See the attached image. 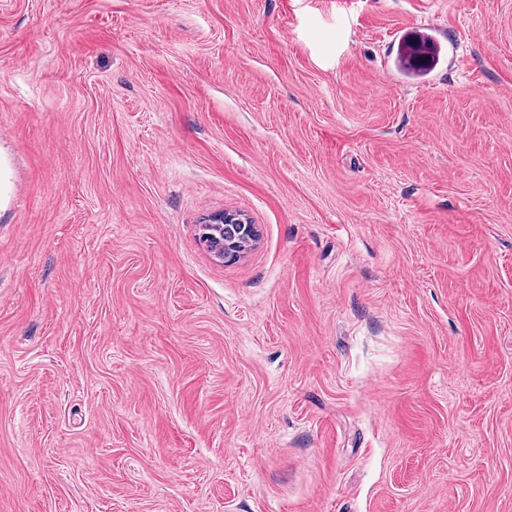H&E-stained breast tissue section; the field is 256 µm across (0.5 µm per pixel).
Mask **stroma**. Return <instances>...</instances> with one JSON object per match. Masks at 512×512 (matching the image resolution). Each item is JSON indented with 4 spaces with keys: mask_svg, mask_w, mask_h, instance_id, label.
Masks as SVG:
<instances>
[{
    "mask_svg": "<svg viewBox=\"0 0 512 512\" xmlns=\"http://www.w3.org/2000/svg\"><path fill=\"white\" fill-rule=\"evenodd\" d=\"M0 512H512V0H0ZM204 223L200 228V239L204 238L203 242L207 245L206 236H211L212 233L205 232L206 227L218 228L221 235H224V252L214 251L219 257L224 258V261H232L240 257L258 238L256 224H251L243 214L235 211H224L212 216ZM247 244L248 247L245 248Z\"/></svg>",
    "mask_w": 512,
    "mask_h": 512,
    "instance_id": "obj_1",
    "label": "stroma"
}]
</instances>
